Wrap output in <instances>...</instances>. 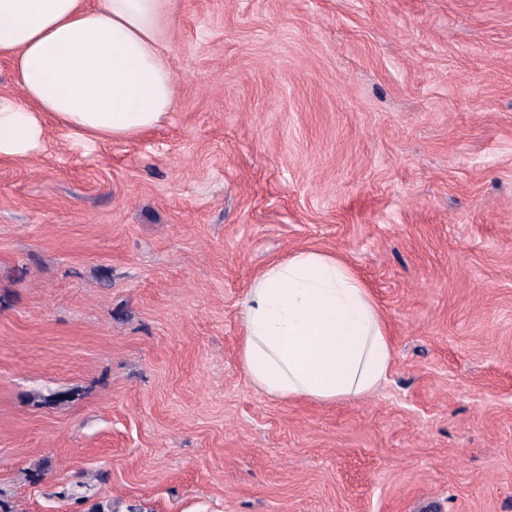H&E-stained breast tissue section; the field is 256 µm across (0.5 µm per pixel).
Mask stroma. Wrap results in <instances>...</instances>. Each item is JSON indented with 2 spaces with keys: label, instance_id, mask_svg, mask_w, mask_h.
Segmentation results:
<instances>
[{
  "label": "stroma",
  "instance_id": "1",
  "mask_svg": "<svg viewBox=\"0 0 512 512\" xmlns=\"http://www.w3.org/2000/svg\"><path fill=\"white\" fill-rule=\"evenodd\" d=\"M167 121L0 158L15 512H512V0H180ZM300 248L371 288L370 397L253 389Z\"/></svg>",
  "mask_w": 512,
  "mask_h": 512
}]
</instances>
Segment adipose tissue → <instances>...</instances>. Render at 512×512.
Segmentation results:
<instances>
[{"mask_svg":"<svg viewBox=\"0 0 512 512\" xmlns=\"http://www.w3.org/2000/svg\"><path fill=\"white\" fill-rule=\"evenodd\" d=\"M178 0H0V56L20 96L0 95V158L42 149L47 123L81 144L160 126L177 95L168 43ZM239 365L255 389L317 404L371 395L392 339L342 257L300 249L253 278L240 304Z\"/></svg>","mask_w":512,"mask_h":512,"instance_id":"ef3b65f1","label":"adipose tissue"}]
</instances>
